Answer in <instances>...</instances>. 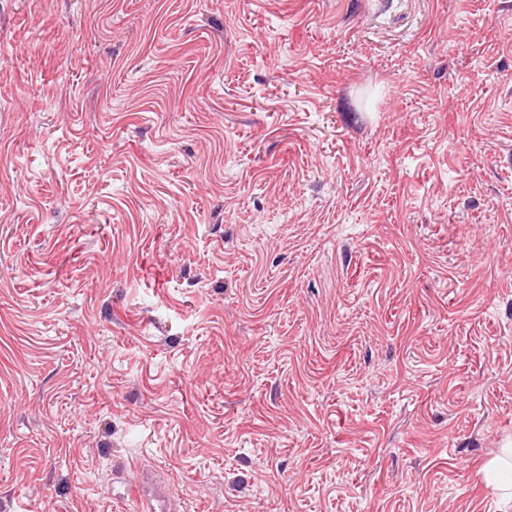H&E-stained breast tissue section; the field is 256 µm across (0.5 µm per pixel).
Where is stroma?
Masks as SVG:
<instances>
[{
	"mask_svg": "<svg viewBox=\"0 0 512 512\" xmlns=\"http://www.w3.org/2000/svg\"><path fill=\"white\" fill-rule=\"evenodd\" d=\"M512 0H0V512H497Z\"/></svg>",
	"mask_w": 512,
	"mask_h": 512,
	"instance_id": "obj_1",
	"label": "stroma"
}]
</instances>
